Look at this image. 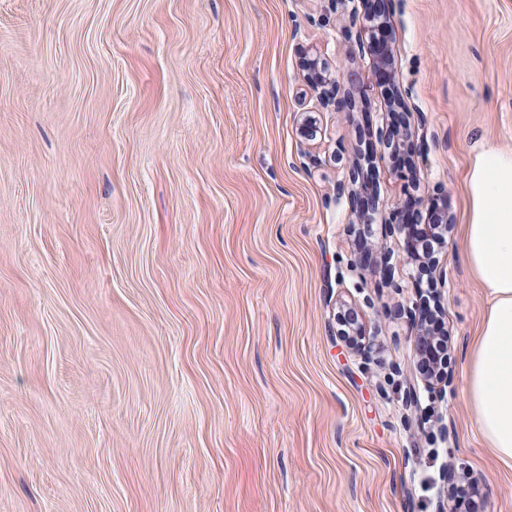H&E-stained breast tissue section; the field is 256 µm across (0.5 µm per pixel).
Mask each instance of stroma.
<instances>
[{
	"label": "stroma",
	"mask_w": 512,
	"mask_h": 512,
	"mask_svg": "<svg viewBox=\"0 0 512 512\" xmlns=\"http://www.w3.org/2000/svg\"><path fill=\"white\" fill-rule=\"evenodd\" d=\"M361 10L0 0V512H435L448 465L472 512H512L467 401L484 295L459 230L476 144L512 151V0H393L387 82ZM305 56L355 74L353 111L318 107ZM396 89L415 194L445 192L457 225L430 279L384 221ZM366 158L379 220L358 224L334 188ZM432 287L455 378L409 408L394 311ZM391 112L393 122L384 132L379 134L380 144L384 149L389 150V154L396 152L400 146V141L406 145L410 144L414 147L415 125L411 122V113L407 112L405 99L402 93L392 92L391 95ZM340 325L344 329L340 330V336L355 350L369 356L371 347L364 343L366 337L364 322L359 313L354 308H347L338 316Z\"/></svg>",
	"instance_id": "1"
}]
</instances>
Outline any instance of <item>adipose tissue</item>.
Here are the masks:
<instances>
[{"label": "adipose tissue", "mask_w": 512, "mask_h": 512, "mask_svg": "<svg viewBox=\"0 0 512 512\" xmlns=\"http://www.w3.org/2000/svg\"><path fill=\"white\" fill-rule=\"evenodd\" d=\"M462 226L466 260L487 303L468 352L467 395L478 434L512 464V152L483 141L470 163Z\"/></svg>", "instance_id": "obj_1"}]
</instances>
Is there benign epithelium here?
<instances>
[{"instance_id": "benign-epithelium-1", "label": "benign epithelium", "mask_w": 512, "mask_h": 512, "mask_svg": "<svg viewBox=\"0 0 512 512\" xmlns=\"http://www.w3.org/2000/svg\"><path fill=\"white\" fill-rule=\"evenodd\" d=\"M363 20L369 32L368 49L373 62L386 78H391L393 58L389 47V28L392 0H363ZM308 71V82L316 93V99L323 108L334 107L337 112L352 107V99L343 89L340 80L327 75L326 70L313 60L304 61ZM393 122L379 134V141L390 152L397 151L400 143L412 144L415 137V125L411 122V113L407 112L403 94L391 95ZM346 199L349 211L357 222L371 224L376 211V196L370 188L359 165L350 167L348 179L336 183V199ZM386 224L398 227L404 236V250L408 260L417 265L418 274L432 276L436 271V256L422 257L418 249L421 242L433 236L447 237L453 228V218L448 211L447 198L443 192H437L427 199L408 198L396 206ZM438 314L441 307L438 298L430 294L411 307L396 309L395 315L409 320L414 331L415 366L424 387L430 391L443 393L453 382V371L448 366V355L452 348L450 332L436 334L431 331L428 312ZM340 336L355 350L365 355L371 354V347L364 343L366 337L364 322L359 313L348 308L338 316Z\"/></svg>"}]
</instances>
